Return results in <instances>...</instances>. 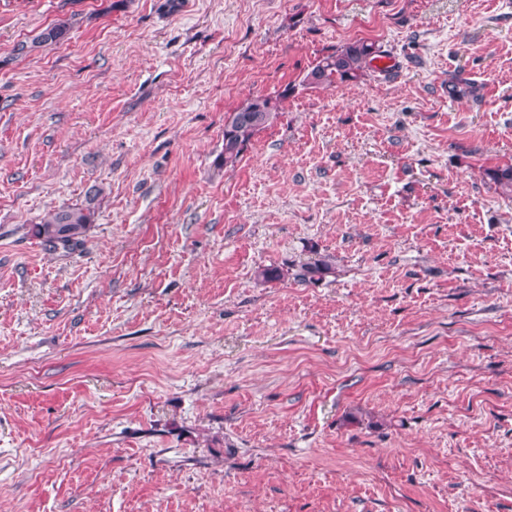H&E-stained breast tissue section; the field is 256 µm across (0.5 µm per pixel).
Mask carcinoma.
<instances>
[{"instance_id": "cac0c4a2", "label": "carcinoma", "mask_w": 512, "mask_h": 512, "mask_svg": "<svg viewBox=\"0 0 512 512\" xmlns=\"http://www.w3.org/2000/svg\"><path fill=\"white\" fill-rule=\"evenodd\" d=\"M67 26L57 24L43 30L36 43L57 44L65 39ZM376 59L375 47L364 41L346 44L319 58L314 67L305 74L302 82L315 77V86H332L358 79ZM290 88L275 95H255L247 98L235 110L224 115V166L235 165L254 136L270 126L282 113L283 103L288 99ZM96 196L86 198L84 205L63 206L49 213L33 225L34 236L46 249L65 253L82 245L86 232L93 223V203ZM332 271V263L320 258L301 267L298 277L302 280H318Z\"/></svg>"}]
</instances>
